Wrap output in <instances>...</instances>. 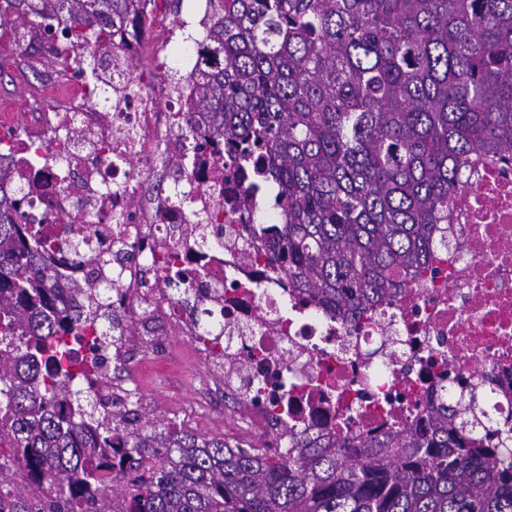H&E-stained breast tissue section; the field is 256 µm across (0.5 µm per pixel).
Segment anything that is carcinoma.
Wrapping results in <instances>:
<instances>
[{
    "instance_id": "carcinoma-1",
    "label": "carcinoma",
    "mask_w": 512,
    "mask_h": 512,
    "mask_svg": "<svg viewBox=\"0 0 512 512\" xmlns=\"http://www.w3.org/2000/svg\"><path fill=\"white\" fill-rule=\"evenodd\" d=\"M155 0H0L65 35L98 79L112 69L103 35L146 19ZM204 69L192 109L229 162L277 188L272 268L305 300L357 325L415 283L435 280L448 250L450 204L463 164L512 154V0H209ZM0 166V442L8 440L47 512H512V461L464 436L476 388L426 411L430 435L398 428L363 444L286 429L283 452L233 448L137 414L118 463L125 418L84 388L99 363H79L70 338L102 347L132 335L110 290L71 284L85 310L53 306L60 273L19 191Z\"/></svg>"
}]
</instances>
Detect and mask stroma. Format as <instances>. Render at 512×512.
Here are the masks:
<instances>
[{"label":"stroma","instance_id":"1","mask_svg":"<svg viewBox=\"0 0 512 512\" xmlns=\"http://www.w3.org/2000/svg\"><path fill=\"white\" fill-rule=\"evenodd\" d=\"M132 338L138 345L139 360L126 366L123 375L149 396L151 418L163 422L180 418L192 433L223 436L234 406L208 402L209 371L187 350H161L158 337L144 335L141 325L133 326Z\"/></svg>","mask_w":512,"mask_h":512}]
</instances>
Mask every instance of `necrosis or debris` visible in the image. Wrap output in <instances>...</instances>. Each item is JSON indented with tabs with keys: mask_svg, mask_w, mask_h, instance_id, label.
<instances>
[{
	"mask_svg": "<svg viewBox=\"0 0 512 512\" xmlns=\"http://www.w3.org/2000/svg\"><path fill=\"white\" fill-rule=\"evenodd\" d=\"M208 12V0H196L188 20L157 0L151 24L108 34L137 54L168 49L150 70L126 73L134 91L114 111L76 66L80 49L60 30L39 34L33 57L63 51L70 64L51 72L53 95L29 107L25 126L0 120V165L20 172L31 222L53 243L60 227L51 216H68L83 240L82 255L68 257L71 278H84L83 255L106 256L101 273L119 283L124 318L162 326L175 347L189 348L221 380L220 396L242 403L234 424L272 447L291 428L344 437L355 457L364 437L416 428L441 393L477 381L486 396L470 436L512 460V162L472 160L451 208L442 277L351 329L266 267L270 243L250 236L258 190L225 166L206 119L192 141L182 136L204 56L186 29L203 26ZM175 63L174 94L166 75ZM74 125L82 144L69 140ZM61 166L72 174L65 184ZM88 212L97 216L90 225ZM170 258L223 324L221 345L199 342L201 323L161 272Z\"/></svg>",
	"mask_w": 512,
	"mask_h": 512,
	"instance_id": "necrosis-or-debris-1",
	"label": "necrosis or debris"
}]
</instances>
